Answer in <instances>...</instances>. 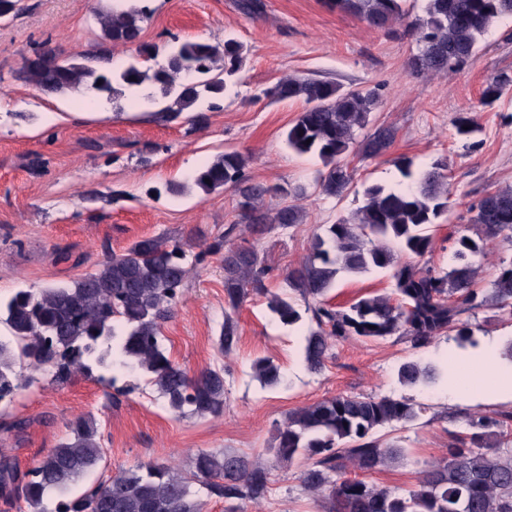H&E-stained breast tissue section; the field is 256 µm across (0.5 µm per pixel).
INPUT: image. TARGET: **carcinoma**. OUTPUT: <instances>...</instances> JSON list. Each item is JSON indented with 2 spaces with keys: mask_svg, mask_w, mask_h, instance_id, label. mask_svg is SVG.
Wrapping results in <instances>:
<instances>
[{
  "mask_svg": "<svg viewBox=\"0 0 512 512\" xmlns=\"http://www.w3.org/2000/svg\"><path fill=\"white\" fill-rule=\"evenodd\" d=\"M403 2L326 0L370 27L390 31L403 26L418 44L408 61L416 74L460 69L476 55L489 25L512 15V0H426L424 16L418 18L409 16ZM149 14L148 6L135 3L101 12L96 20L103 48L68 58L43 48L27 59L21 75L44 96L82 90L135 98L148 85L161 97L162 111L192 112L195 120H205V112L226 95L230 78L239 71L244 44L231 35L221 46L175 41L165 50L164 62L152 65L158 52L140 44L141 23ZM108 44L137 46L139 60L113 70L108 67ZM511 88V78H494L483 90V104L494 105ZM265 95L274 101L304 102L284 143L297 154L321 160L326 172L319 189L326 196L340 197L350 189V157H383L395 141L390 127L357 139V131L368 125L378 106L375 88L346 90L327 80L288 77L267 88ZM454 127L465 138L478 131L468 112L458 113ZM248 163L243 153L226 151L193 179L204 194L224 187L237 193L249 233L240 242L232 241L236 224L194 255L179 241L147 237L68 284L21 288L0 299V326L7 332L0 335V406L11 405L23 387L20 368L26 365L49 371L55 383L82 374L119 392L116 374L134 372L156 388L177 419L221 414L225 369L189 373L171 358L163 334V324L182 295L188 266H198L209 256L224 270V324L217 340L222 355L238 344L235 314L251 295L262 298L270 316L285 327L310 324L302 335V350L308 370L315 374L326 368L335 341L393 340L420 350L444 337L468 352L480 345L471 323L477 312L491 309L512 320V262L500 269L491 288H473L485 244L498 239L512 244V187L488 192L471 207V227L455 241V262L436 267L429 260L434 232L447 223L452 207L447 165L439 160L421 170L412 159L396 157L393 165L402 183L371 184L351 216L317 225L309 254L280 275L281 286L273 291L267 281L275 277V267L259 240L273 230L297 227L303 211L295 204L265 208V197L281 189L253 182L246 172ZM382 269L390 271V291L361 296L346 307L329 303L340 275ZM251 369L264 388L284 383L280 366L268 357L256 358ZM441 375L440 368L419 359L406 360L397 369L398 382L409 388L434 384ZM425 410L407 397L337 394L288 413L265 452L284 465L304 459L301 486L322 503L323 512H512V448L502 441L512 428L511 410L493 416L466 409L452 413L449 419L460 430L448 432V461L423 470L413 490L405 493L365 480L406 456L403 446L383 440L378 430L413 423ZM104 457L98 424L79 419L69 438L24 472L1 457L0 495L22 496L31 512H46L44 498L50 492L63 496L55 512H204L193 490L197 484L228 502V512H239L234 502L265 500L271 490L270 470L260 459L200 451L189 478L170 466H139L68 496L71 485ZM353 469L363 478L351 476Z\"/></svg>",
  "mask_w": 512,
  "mask_h": 512,
  "instance_id": "cac0c4a2",
  "label": "carcinoma"
}]
</instances>
